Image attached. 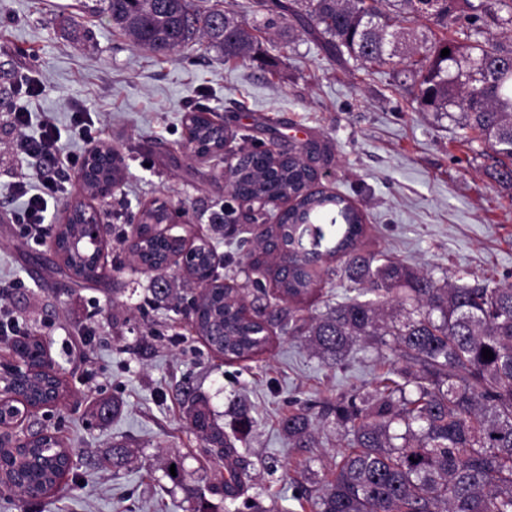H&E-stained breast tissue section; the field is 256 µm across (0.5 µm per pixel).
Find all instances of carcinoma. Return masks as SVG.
<instances>
[{"label": "carcinoma", "mask_w": 512, "mask_h": 512, "mask_svg": "<svg viewBox=\"0 0 512 512\" xmlns=\"http://www.w3.org/2000/svg\"><path fill=\"white\" fill-rule=\"evenodd\" d=\"M261 11L292 19L333 56L344 55L363 68L397 62L411 78L419 108L450 116L460 111L459 138L492 159L487 173L512 193V43L497 37L512 31V0H255ZM85 12L109 19L134 45L167 55L203 33L224 50L242 57L260 50L257 27L219 8L202 14L191 0H86ZM425 19L441 31L402 55L400 24ZM449 49L447 57L441 50ZM399 61H394V58ZM189 149L195 156L224 154L226 125L205 109L191 116ZM318 148L281 157L273 144L240 160L227 177L232 199L267 195L289 207L240 249L253 269L271 276L279 305L270 312L245 308V288L215 284L189 302L196 331L210 350L227 361L253 358L280 327L301 339L316 355L342 362L359 342L389 352L403 362L374 381L359 399L326 407L343 428L345 450L336 470L311 497L313 512H512V285L455 284L432 272L382 260L361 250L364 216L347 197L314 187L311 166ZM124 160L83 166L88 197L118 182ZM81 206L57 225L54 242L58 273L77 284L105 277L100 247L74 241L81 235ZM165 202L143 208L137 218L147 229L167 224ZM288 251V267L277 263L273 247ZM183 249L176 234L148 236L129 250L134 261L151 259L155 298L172 299L165 263ZM344 263L342 274L357 295L303 314L313 294L310 269ZM494 354L483 358L482 349ZM17 359L31 368L22 378L0 369V382L30 405L61 397L68 386L57 376L34 335L14 346ZM189 427L200 434L203 454L222 469L208 487L221 500L244 495V471L234 442L213 417L207 400L187 389ZM316 419L295 412L282 422L294 448H307ZM74 448L55 434L26 442L0 434V483L31 498L49 495L70 473ZM131 460L125 445H112V465Z\"/></svg>", "instance_id": "cac0c4a2"}]
</instances>
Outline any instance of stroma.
<instances>
[{
	"instance_id": "1",
	"label": "stroma",
	"mask_w": 512,
	"mask_h": 512,
	"mask_svg": "<svg viewBox=\"0 0 512 512\" xmlns=\"http://www.w3.org/2000/svg\"><path fill=\"white\" fill-rule=\"evenodd\" d=\"M76 10L77 0H0V295L20 325L46 342L69 387L61 404L24 426L77 442L71 473L50 495L31 500L0 486V512H194L199 501L190 490L206 492L219 472L185 422L178 393L186 384L208 397L225 431L233 429L237 402L252 406L254 422L236 444L247 496L268 512H311L302 487L329 478L343 450V432L322 419V408L365 391L385 369L380 353L356 349L337 365L279 333L263 354L227 362L185 314L150 304L151 275L136 270L126 245L113 239L102 283H64L46 263L52 241L27 243L12 219L13 183L36 180L12 122L20 78L41 86L27 103L28 134L45 119L67 129L80 106L100 140L124 156V180L95 203L105 224L128 231L144 204L185 203L178 234L203 233L219 274L240 285L249 269L214 217L224 210L225 169L243 148L316 143L321 186L364 214L365 251L468 284L512 283V195L487 176V159L460 142L454 119L417 110L395 67L368 72L332 57L300 26L274 28L260 52L228 63L200 39L154 56L89 15L75 44L63 17ZM199 103L229 125L223 158L201 160L183 148L185 118ZM101 399L118 401V412L93 417ZM298 409L319 419L313 447H289L282 432L283 418ZM118 440L136 456L117 471ZM173 453L184 461L186 486L164 475Z\"/></svg>"
}]
</instances>
